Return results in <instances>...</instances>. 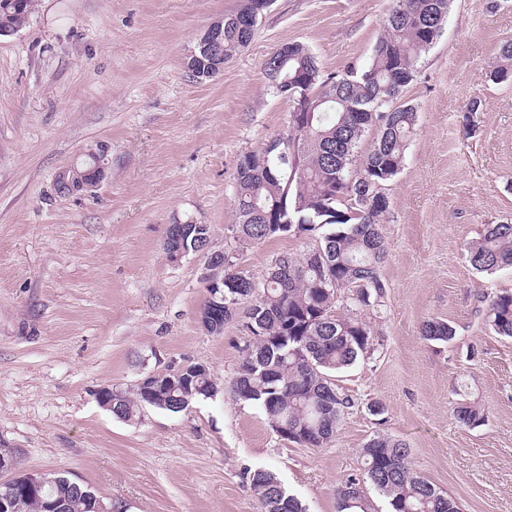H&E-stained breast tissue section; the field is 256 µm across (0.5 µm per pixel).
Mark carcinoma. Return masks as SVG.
<instances>
[{
	"label": "carcinoma",
	"mask_w": 512,
	"mask_h": 512,
	"mask_svg": "<svg viewBox=\"0 0 512 512\" xmlns=\"http://www.w3.org/2000/svg\"><path fill=\"white\" fill-rule=\"evenodd\" d=\"M35 7V0H25L7 22L20 28ZM450 7L451 0H396L368 63L350 65L340 75L324 76L310 49L298 42L288 44V60L266 69L270 88L294 106L300 92L278 91L275 83L286 78L305 84V103L313 105L311 123L306 128L296 124L291 111L285 132L239 158L232 245L309 238L310 251H319L321 262L284 254L259 280L241 272L254 290L224 285L225 297L239 299L235 314L224 312V322L244 318L250 336L230 390L241 404L256 407L272 429L286 428L288 440L307 448L327 447L354 406L335 383L336 375L377 350L366 312L380 306L385 295L380 268L387 253L388 205L378 197L404 166L418 122V110L404 94L422 54L442 33ZM252 10V0H241L219 21L224 62L253 36V30L237 25ZM492 77L512 80V39L501 44ZM285 146L288 153L279 154ZM464 251L479 273L512 268V223L488 225L481 238L464 244ZM485 302L492 331L512 338V293L489 295ZM422 336L449 343L456 331L431 319L423 324ZM214 391L210 374L200 372L153 407L176 414L179 400L194 402ZM115 394L112 414L125 421L149 405L137 391ZM455 416L473 428L488 419L485 409L470 401L459 404ZM409 455V445L399 437L370 438L361 448V477L352 475L336 487V512H368L363 483L388 499L390 512H460L454 497L413 470ZM246 478L264 512H307L272 471L249 470ZM52 495L66 502L64 512H87L67 477H60Z\"/></svg>",
	"instance_id": "cac0c4a2"
}]
</instances>
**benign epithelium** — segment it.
<instances>
[{
  "instance_id": "1",
  "label": "benign epithelium",
  "mask_w": 512,
  "mask_h": 512,
  "mask_svg": "<svg viewBox=\"0 0 512 512\" xmlns=\"http://www.w3.org/2000/svg\"><path fill=\"white\" fill-rule=\"evenodd\" d=\"M224 41V31L208 29L199 40V52H191L187 61L189 71L198 79L212 78V67L220 66L219 51ZM82 168L70 169V178L64 180V191L68 195L81 194L97 187L106 176L104 155L94 151L86 154ZM166 247L173 260H178L190 252L201 253L205 257V286L212 289L208 307L201 309L199 322L208 333H224V259L231 256L226 249L211 250L210 236L205 224H172L166 239ZM207 370L203 364L186 366L177 370L152 373L143 378L138 387L149 395L166 391V387L177 386L180 381L191 378V374ZM15 460L0 456V474L11 477L0 481V512H16L21 499L40 495L55 478L44 473H29L21 479L15 475Z\"/></svg>"
}]
</instances>
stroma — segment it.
<instances>
[{
  "instance_id": "stroma-1",
  "label": "stroma",
  "mask_w": 512,
  "mask_h": 512,
  "mask_svg": "<svg viewBox=\"0 0 512 512\" xmlns=\"http://www.w3.org/2000/svg\"><path fill=\"white\" fill-rule=\"evenodd\" d=\"M239 4L38 0L0 36V448L18 472L88 486L109 512H262L245 477L257 468L308 512H336L337 484L380 432L406 440L415 470L461 512H512V339L490 330L481 301L512 292V269L478 273L463 250L512 222V83L490 78L512 39V0L492 12L453 0L417 65L406 92L417 132L386 189V293L368 316L380 346L338 375L355 405L325 448L282 439L232 397L246 336L235 321L219 336L201 328L205 259L168 260L164 242L169 225L191 222L224 249L239 157L288 125L270 55L301 42L323 75L365 65L393 0H273L223 73L198 80L186 57ZM90 150L106 178L59 194V174ZM304 248L294 237L250 244L237 267L258 278ZM432 318L455 340H424ZM194 363L218 391L184 412L147 406L124 421L98 402L101 388L130 392ZM462 398L485 408L486 425L455 420Z\"/></svg>"
}]
</instances>
